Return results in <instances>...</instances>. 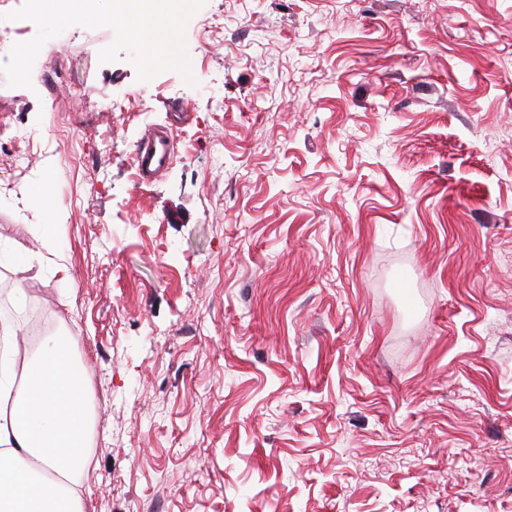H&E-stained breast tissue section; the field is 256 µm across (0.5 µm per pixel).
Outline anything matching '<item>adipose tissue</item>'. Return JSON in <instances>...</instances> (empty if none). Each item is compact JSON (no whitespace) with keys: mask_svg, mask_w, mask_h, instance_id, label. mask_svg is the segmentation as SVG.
I'll return each mask as SVG.
<instances>
[{"mask_svg":"<svg viewBox=\"0 0 512 512\" xmlns=\"http://www.w3.org/2000/svg\"><path fill=\"white\" fill-rule=\"evenodd\" d=\"M73 344L46 336L23 358L0 325V512H85L92 410Z\"/></svg>","mask_w":512,"mask_h":512,"instance_id":"1","label":"adipose tissue"}]
</instances>
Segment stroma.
I'll use <instances>...</instances> for the list:
<instances>
[{"label": "stroma", "instance_id": "stroma-1", "mask_svg": "<svg viewBox=\"0 0 512 512\" xmlns=\"http://www.w3.org/2000/svg\"><path fill=\"white\" fill-rule=\"evenodd\" d=\"M113 39L0 74V322L80 339L86 512H512V0H206L191 85ZM176 157V145L166 127H149L136 144L132 164L139 183H151L165 174Z\"/></svg>", "mask_w": 512, "mask_h": 512}]
</instances>
